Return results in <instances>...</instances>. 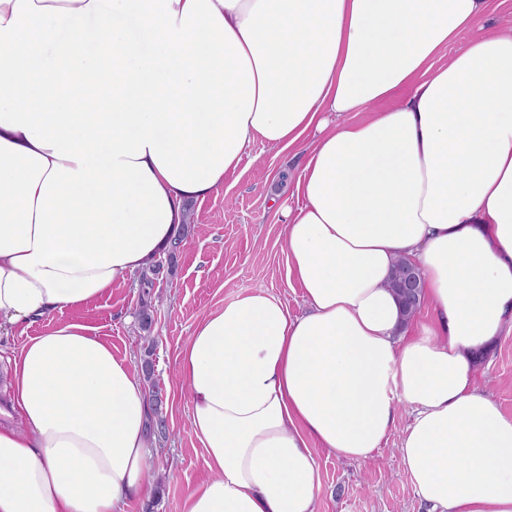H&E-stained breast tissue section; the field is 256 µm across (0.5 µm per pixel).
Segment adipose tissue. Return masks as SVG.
I'll return each mask as SVG.
<instances>
[{
	"label": "adipose tissue",
	"instance_id": "adipose-tissue-1",
	"mask_svg": "<svg viewBox=\"0 0 512 512\" xmlns=\"http://www.w3.org/2000/svg\"><path fill=\"white\" fill-rule=\"evenodd\" d=\"M488 0H0V512H126L151 403L60 320L140 273L255 144L298 147L288 280L208 312L179 375L211 477L182 512H316L315 451L399 453L427 512H512V416L476 386L512 332V32ZM422 278L427 321L386 282ZM512 19V0H489V9L486 15L478 23L473 31H468L460 35L456 42L448 47L447 58L461 48L469 41L474 34H489L499 30L507 29L508 20ZM54 318H43L26 327L23 332L22 328L14 329L7 335L1 331L0 335V406H5L7 397L4 392L3 383L9 368L8 358L18 352L20 347L31 337L38 336L45 332Z\"/></svg>",
	"mask_w": 512,
	"mask_h": 512
}]
</instances>
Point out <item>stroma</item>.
<instances>
[{
	"instance_id": "obj_1",
	"label": "stroma",
	"mask_w": 512,
	"mask_h": 512,
	"mask_svg": "<svg viewBox=\"0 0 512 512\" xmlns=\"http://www.w3.org/2000/svg\"><path fill=\"white\" fill-rule=\"evenodd\" d=\"M252 153L254 162L227 175L218 193L192 204V231L174 271L160 276L152 290L160 299L154 310L153 381L163 397L167 430L153 454L149 498L131 502L127 512H182L188 491L210 476L205 450L189 427L190 398L178 377L180 354L198 320L258 287L280 295L293 313L306 308L302 288L287 280L283 218L270 203L276 196L289 206L299 204L301 159L260 144ZM141 298L138 286L129 283L61 317L94 327L116 356L137 365L144 357L136 321ZM477 385L512 415V335L502 337L487 356ZM408 421V411H401L381 448L364 462L317 449L318 512H422L398 452Z\"/></svg>"
}]
</instances>
